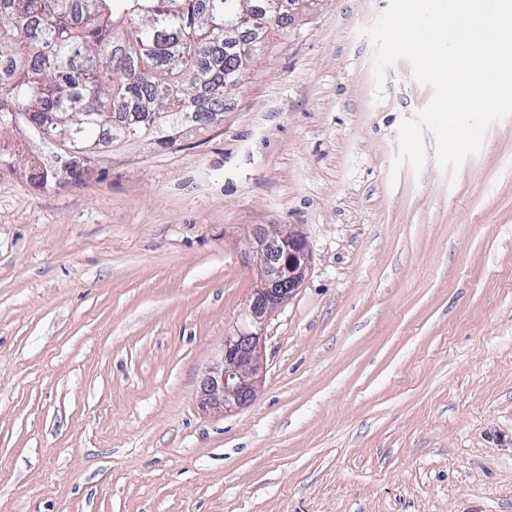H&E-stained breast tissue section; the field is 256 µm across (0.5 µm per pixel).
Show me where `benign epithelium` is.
<instances>
[{
	"mask_svg": "<svg viewBox=\"0 0 512 512\" xmlns=\"http://www.w3.org/2000/svg\"><path fill=\"white\" fill-rule=\"evenodd\" d=\"M299 0H261L256 9L276 20L282 6L292 9ZM27 147L19 129L5 124L0 129V166L17 147ZM57 150L30 160V170L42 176L40 187L46 189L68 176L67 165L59 164ZM258 281L243 310V325L224 336L219 361L211 366L201 389V407L205 411L224 412L252 401L263 373L262 341L270 316L284 305L301 286L310 267L311 256L304 238L293 230L269 233L261 228L254 236Z\"/></svg>",
	"mask_w": 512,
	"mask_h": 512,
	"instance_id": "obj_1",
	"label": "benign epithelium"
}]
</instances>
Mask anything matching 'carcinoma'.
<instances>
[{
    "instance_id": "obj_1",
    "label": "carcinoma",
    "mask_w": 512,
    "mask_h": 512,
    "mask_svg": "<svg viewBox=\"0 0 512 512\" xmlns=\"http://www.w3.org/2000/svg\"><path fill=\"white\" fill-rule=\"evenodd\" d=\"M248 0H0V125L14 116L54 149L174 145L180 119L224 113L252 49L224 21Z\"/></svg>"
}]
</instances>
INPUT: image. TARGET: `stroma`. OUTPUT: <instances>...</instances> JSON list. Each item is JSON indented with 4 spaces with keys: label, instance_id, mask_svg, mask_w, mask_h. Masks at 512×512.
Wrapping results in <instances>:
<instances>
[{
    "label": "stroma",
    "instance_id": "1",
    "mask_svg": "<svg viewBox=\"0 0 512 512\" xmlns=\"http://www.w3.org/2000/svg\"><path fill=\"white\" fill-rule=\"evenodd\" d=\"M388 5L299 9L220 129L45 190L0 167V512H512V117L395 167L432 91L377 84ZM262 227L310 268L255 400L206 412Z\"/></svg>",
    "mask_w": 512,
    "mask_h": 512
}]
</instances>
